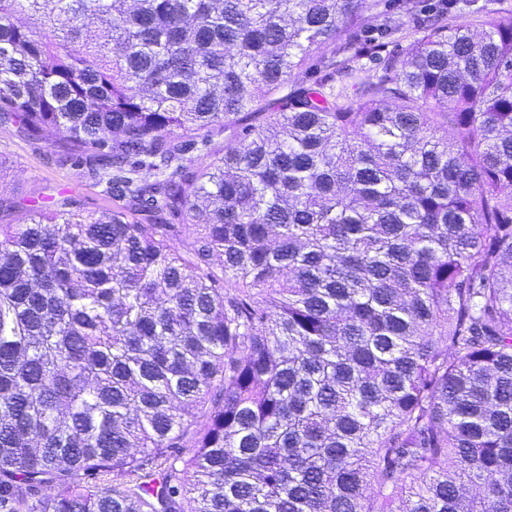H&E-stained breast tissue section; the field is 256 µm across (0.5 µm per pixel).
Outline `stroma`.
<instances>
[{
  "instance_id": "1",
  "label": "stroma",
  "mask_w": 512,
  "mask_h": 512,
  "mask_svg": "<svg viewBox=\"0 0 512 512\" xmlns=\"http://www.w3.org/2000/svg\"><path fill=\"white\" fill-rule=\"evenodd\" d=\"M447 8L449 15L470 16L475 26L512 20V0H364L359 28L387 16L412 28L416 13ZM61 137L48 133L37 139L20 134L16 126L0 124V197L8 208L0 210V224H16L26 215L32 201L51 196L70 198L78 211L95 213L114 207L87 169L61 162Z\"/></svg>"
}]
</instances>
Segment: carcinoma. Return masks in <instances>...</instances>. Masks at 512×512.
<instances>
[{
  "label": "carcinoma",
  "mask_w": 512,
  "mask_h": 512,
  "mask_svg": "<svg viewBox=\"0 0 512 512\" xmlns=\"http://www.w3.org/2000/svg\"><path fill=\"white\" fill-rule=\"evenodd\" d=\"M362 4L0 0L119 203L0 224V512H512V20L295 81Z\"/></svg>",
  "instance_id": "obj_1"
}]
</instances>
